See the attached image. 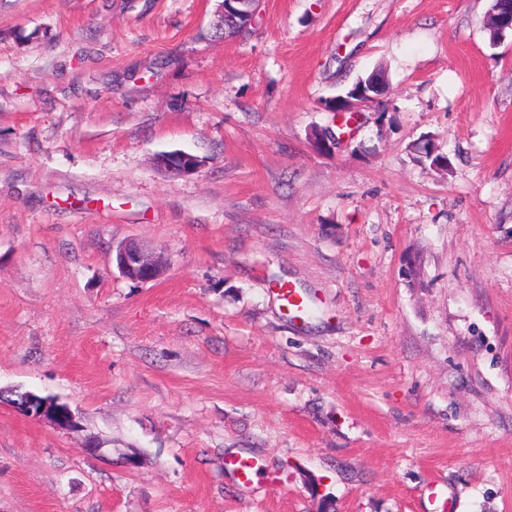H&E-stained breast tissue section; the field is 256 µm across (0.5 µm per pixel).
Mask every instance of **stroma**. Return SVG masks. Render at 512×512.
Listing matches in <instances>:
<instances>
[{
	"label": "stroma",
	"instance_id": "stroma-1",
	"mask_svg": "<svg viewBox=\"0 0 512 512\" xmlns=\"http://www.w3.org/2000/svg\"><path fill=\"white\" fill-rule=\"evenodd\" d=\"M491 3L262 0L224 40L219 0H0V388L78 420L0 405V512H429L432 484L512 512ZM380 68L316 151L327 100ZM175 151L203 167L155 166ZM130 240L163 252L158 279L119 272ZM157 168L177 176L193 175L203 166V160L186 152H169L154 158Z\"/></svg>",
	"mask_w": 512,
	"mask_h": 512
}]
</instances>
